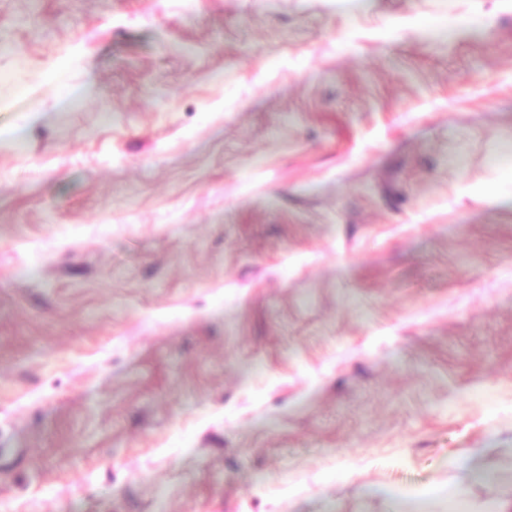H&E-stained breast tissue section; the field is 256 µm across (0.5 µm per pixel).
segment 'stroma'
Returning <instances> with one entry per match:
<instances>
[{"mask_svg": "<svg viewBox=\"0 0 512 512\" xmlns=\"http://www.w3.org/2000/svg\"><path fill=\"white\" fill-rule=\"evenodd\" d=\"M1 72L0 512L512 500V0H0Z\"/></svg>", "mask_w": 512, "mask_h": 512, "instance_id": "1", "label": "stroma"}]
</instances>
